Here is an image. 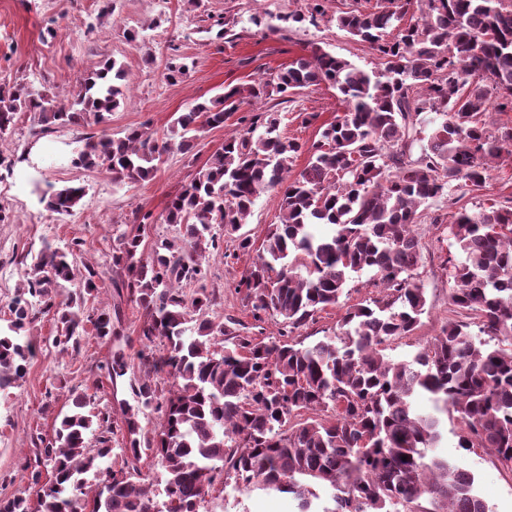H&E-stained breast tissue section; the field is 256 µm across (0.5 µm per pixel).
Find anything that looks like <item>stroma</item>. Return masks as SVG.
<instances>
[{
  "label": "stroma",
  "mask_w": 512,
  "mask_h": 512,
  "mask_svg": "<svg viewBox=\"0 0 512 512\" xmlns=\"http://www.w3.org/2000/svg\"><path fill=\"white\" fill-rule=\"evenodd\" d=\"M306 3L197 0L192 6L188 0H0V89L31 85L46 94L73 91L108 58L124 64L129 80L125 103L110 113L106 123L61 127L40 135L33 113L22 112L0 135V150L14 160L11 172L0 175V210L6 214L0 223L1 320L22 280L21 256L46 242L63 249L81 241L83 259L102 274L97 292L85 301L86 311L113 303V257L118 251L113 225L136 233L133 213L141 207L152 211L155 218L143 232V250H150L157 239L175 236V228L165 222L169 200L225 138L239 129L240 116L277 112L282 134L301 146L290 172L295 175L305 168L307 149L318 140L320 127L343 109L336 89L327 83L309 87L282 104L271 97L243 107L240 116L231 117L224 126L207 129L192 152L165 155L154 177L146 182L116 185L104 171L75 167L72 160L88 135H115L146 124L157 138H165L174 113L213 100L229 87L269 78L316 47L365 69L375 66L377 59L368 45L351 39L336 24L337 16L349 10L353 0H328L327 14L318 25L304 23L270 31L278 16L303 12ZM258 12L267 13L266 24L252 23ZM130 29L139 30L138 43L127 41ZM173 60L186 63L188 70L170 82L164 72ZM35 179L46 190L80 184L86 194L71 214L51 213L31 193ZM454 195L457 209L470 212L492 200L507 203L512 200V162L494 163L483 187L461 185L455 187ZM279 220L280 196L270 190L256 199L240 233L255 248L261 245L268 226ZM254 248L240 251L236 241L228 238L221 250L210 252L209 284L224 295L221 305L211 311L212 319L230 314L246 326L257 323L236 291L256 257ZM419 273L427 292L426 312L414 336L392 345L389 356L397 361L411 359L451 316L448 273L431 251H424ZM368 279L365 273L354 275L340 305L318 313L314 323L297 332V339L310 345L334 335L346 306L374 296ZM25 334L36 348L27 374L16 387L0 391V499L26 484L40 440L53 436L56 415L69 409L70 389L87 391L89 408L96 412H118L120 401L133 398L127 381L115 383L109 378L104 365L112 356V346L99 339L94 329H87L78 350L68 353L54 346L57 329L50 318L27 325ZM461 428L455 416L445 418L436 455L473 473L490 512H512V471L502 468L486 449L459 448ZM199 512H297V503L287 494L241 492L234 485L220 483Z\"/></svg>",
  "instance_id": "obj_1"
}]
</instances>
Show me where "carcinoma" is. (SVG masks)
<instances>
[{
  "label": "carcinoma",
  "instance_id": "obj_1",
  "mask_svg": "<svg viewBox=\"0 0 512 512\" xmlns=\"http://www.w3.org/2000/svg\"><path fill=\"white\" fill-rule=\"evenodd\" d=\"M327 2L308 0L306 12L278 20L315 26ZM336 22L369 46L378 67L315 48L266 80L189 107L165 139L146 126L85 138L75 164L102 169L115 184L139 183L154 176L164 154L189 152L204 129L224 125L259 98L325 82L344 104L321 126L294 178L289 164L301 146L280 134L271 113L258 112L241 118L245 127L169 201L166 223L178 236L157 240L146 255L141 235L113 227L122 246L113 264L124 278L112 286L142 309L141 341L164 342L158 354L135 353L136 405H120L122 464L105 465L114 417L87 410V394L73 390L71 410L37 449L29 482L0 501V512H198L215 483L230 478L238 489L292 494L299 512H315L311 481L332 491L335 507L323 512H422L424 498L432 505L427 512H488L474 475L430 450L442 439V415L451 413L464 424L458 447L489 448L512 469V206L453 214L450 234L464 258L444 251L439 236L434 244L452 282L456 318L411 361H394L387 350L414 335L425 312L416 273L423 245L414 230L422 206L455 204L451 182L481 187L491 160L512 157V127L479 121L491 110L512 112V0H364ZM396 23L398 34L387 38ZM127 90L126 71L114 59L65 103L25 85L0 90V134L20 112L38 113L42 134L98 124ZM426 112L435 114L434 128L415 156ZM267 190L280 194V223L270 225L237 285L254 321L282 318L279 337L265 342L237 334L240 321L232 316L209 317L220 297L207 287L206 253L240 230ZM33 193L63 215L81 203L85 187L45 192L35 180ZM316 224L333 231L316 236ZM81 246L63 251L45 243L26 266L0 328V391L25 377L35 346L21 331L39 315L60 328L53 344L61 352L79 348L87 322L100 339H119L121 304L91 315L82 308L100 273L88 263L77 269ZM363 271L373 273L376 297L348 307L336 334L307 346L289 341L318 312L339 305L347 282ZM77 276L83 289L58 299V289ZM188 285L196 286L191 295L183 291ZM130 366L118 345L105 369L115 382ZM160 373L166 390L158 387ZM420 395L429 396L434 412L415 408ZM148 410L162 414L151 431L140 422ZM145 456L163 471L161 499L141 478ZM44 470L50 477L43 483Z\"/></svg>",
  "mask_w": 512,
  "mask_h": 512
}]
</instances>
